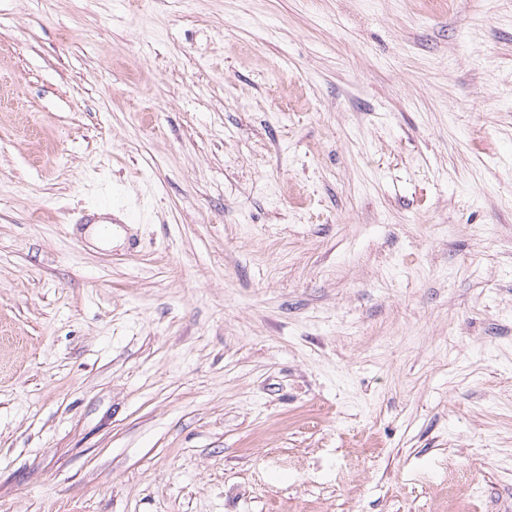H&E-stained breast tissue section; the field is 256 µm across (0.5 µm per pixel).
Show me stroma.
Returning a JSON list of instances; mask_svg holds the SVG:
<instances>
[{
  "label": "stroma",
  "instance_id": "stroma-1",
  "mask_svg": "<svg viewBox=\"0 0 512 512\" xmlns=\"http://www.w3.org/2000/svg\"><path fill=\"white\" fill-rule=\"evenodd\" d=\"M0 512H512V0H0Z\"/></svg>",
  "mask_w": 512,
  "mask_h": 512
}]
</instances>
